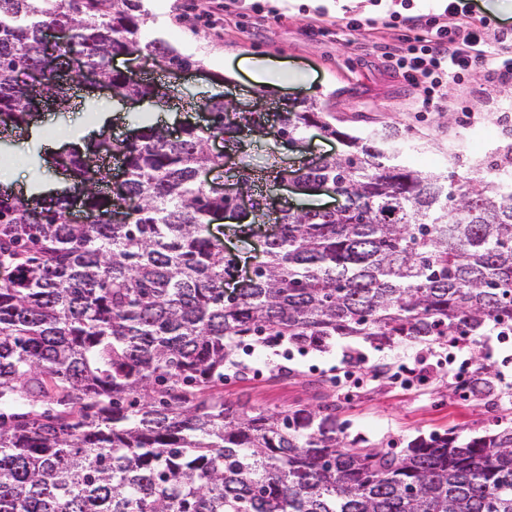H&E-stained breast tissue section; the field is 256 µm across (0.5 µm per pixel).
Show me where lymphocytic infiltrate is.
I'll return each instance as SVG.
<instances>
[{"instance_id":"f902f5d3","label":"lymphocytic infiltrate","mask_w":512,"mask_h":512,"mask_svg":"<svg viewBox=\"0 0 512 512\" xmlns=\"http://www.w3.org/2000/svg\"><path fill=\"white\" fill-rule=\"evenodd\" d=\"M415 0H401L400 10L390 12L385 25L415 31L413 44L389 53L391 71L414 83L418 108L427 112L442 101L449 82L461 80L477 69L490 77L512 76V44L500 39L487 42L480 26L467 20L471 0H448L443 13L418 12Z\"/></svg>"}]
</instances>
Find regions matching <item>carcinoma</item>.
<instances>
[{
    "label": "carcinoma",
    "instance_id": "carcinoma-1",
    "mask_svg": "<svg viewBox=\"0 0 512 512\" xmlns=\"http://www.w3.org/2000/svg\"><path fill=\"white\" fill-rule=\"evenodd\" d=\"M149 20L141 0H0V131L23 135L33 104L71 107L75 57L113 95L170 107L177 89L131 84L112 65L198 66L144 39ZM47 27L61 33L58 74L22 93L16 76L41 66ZM199 106L205 129L172 139L146 123L131 141H85L39 156L63 187L0 193L11 272L0 282V512H512V426L469 440L433 432L395 456L347 439L334 402L251 415L214 392L256 343L306 352L337 336L441 345L512 331V128L484 158L452 153L425 172L402 159L399 127L352 135L302 102L280 113L282 133L315 128L340 153L257 163L237 146L228 168L209 139L235 126L257 142L265 114L220 97ZM108 158L127 174L120 199L106 193ZM222 168L253 199L225 223L245 242L282 181L340 198L281 209L264 260L231 296L232 261L209 226L234 201L198 178ZM77 203L101 222H70ZM117 210L125 222H108ZM470 392L499 395L491 367H475Z\"/></svg>",
    "mask_w": 512,
    "mask_h": 512
}]
</instances>
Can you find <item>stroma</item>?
<instances>
[{"instance_id": "obj_1", "label": "stroma", "mask_w": 512, "mask_h": 512, "mask_svg": "<svg viewBox=\"0 0 512 512\" xmlns=\"http://www.w3.org/2000/svg\"><path fill=\"white\" fill-rule=\"evenodd\" d=\"M399 7L400 0H238L230 9L224 0H147L151 21L145 35L199 60V71L179 82L184 99L196 102L221 95L252 100L258 88L250 72L238 69L237 63L244 57H266L307 75L305 83L262 91L266 102L315 101L350 130L397 125L424 136L427 148L404 149L406 161L418 169L446 168L453 149L471 159L483 157L493 134L502 131L503 108L512 104V78L477 72L449 84L435 111H413L412 88L391 77L381 56L383 47L398 45L399 30L378 25L350 35L344 28L345 18L378 19ZM218 74L223 82H215ZM111 99L106 90L75 89L71 110L43 114L45 137L66 133L78 139L102 132L118 136L150 115L148 104L124 105L116 109V121L106 122L102 111ZM43 149L40 142L0 144V166L20 181L51 180L52 172L38 162ZM347 353L363 358L348 400L330 381L332 369ZM400 360L416 367L420 381L407 384L374 376V369ZM244 361L245 375L227 376L216 388L225 400L242 398L256 409L279 411L315 405V394L321 391L336 401L349 438L381 448L391 440L402 447L417 436L447 430L463 439L486 435L506 425V409L512 404V388L506 386L493 400L449 392L447 368L438 365L427 345L404 339L378 347L339 336L324 350L289 358L282 348L259 347Z\"/></svg>"}]
</instances>
